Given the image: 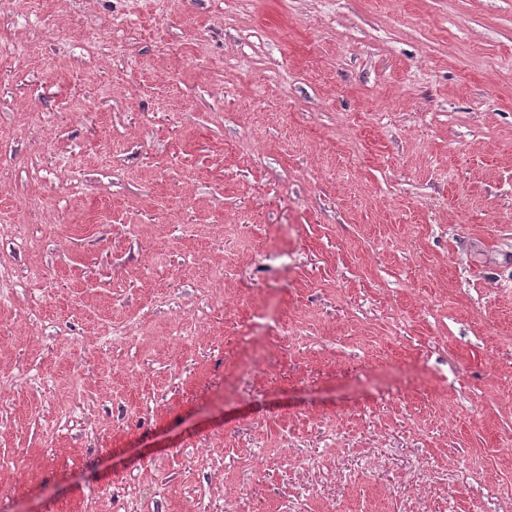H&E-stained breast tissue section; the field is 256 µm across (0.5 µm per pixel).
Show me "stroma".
<instances>
[{"instance_id":"stroma-1","label":"stroma","mask_w":512,"mask_h":512,"mask_svg":"<svg viewBox=\"0 0 512 512\" xmlns=\"http://www.w3.org/2000/svg\"><path fill=\"white\" fill-rule=\"evenodd\" d=\"M0 41V512H512V0Z\"/></svg>"}]
</instances>
